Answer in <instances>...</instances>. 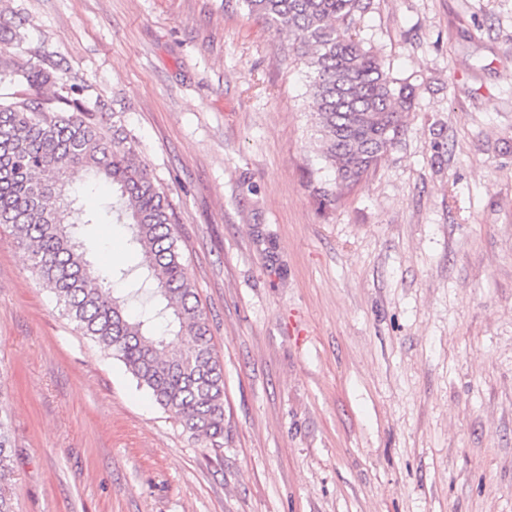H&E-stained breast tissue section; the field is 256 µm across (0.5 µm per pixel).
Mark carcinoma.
Wrapping results in <instances>:
<instances>
[{
	"mask_svg": "<svg viewBox=\"0 0 512 512\" xmlns=\"http://www.w3.org/2000/svg\"><path fill=\"white\" fill-rule=\"evenodd\" d=\"M248 13L297 44L307 68L308 107L321 155L335 182L332 201L357 185L401 135L413 87L395 77L357 38L374 0H241ZM54 65L42 66L0 47V83L15 87L0 103V224L30 253L32 268L81 335L122 362L183 431L224 447V369L209 320L173 232L175 216L162 188L112 113V134L87 105L88 87L64 84L51 98ZM112 188L104 211L89 208L75 186ZM107 218L126 226L140 269L124 293L125 269H99L86 227ZM147 297L141 311L131 299ZM12 436L0 417V487L11 475Z\"/></svg>",
	"mask_w": 512,
	"mask_h": 512,
	"instance_id": "1",
	"label": "carcinoma"
}]
</instances>
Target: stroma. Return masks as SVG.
<instances>
[{
	"label": "stroma",
	"instance_id": "stroma-1",
	"mask_svg": "<svg viewBox=\"0 0 512 512\" xmlns=\"http://www.w3.org/2000/svg\"><path fill=\"white\" fill-rule=\"evenodd\" d=\"M11 52L121 113L224 367L205 447L83 337L0 224L15 512H512V0H374L415 89L335 202L288 33L241 0H0ZM95 266L136 258L94 224Z\"/></svg>",
	"mask_w": 512,
	"mask_h": 512
}]
</instances>
